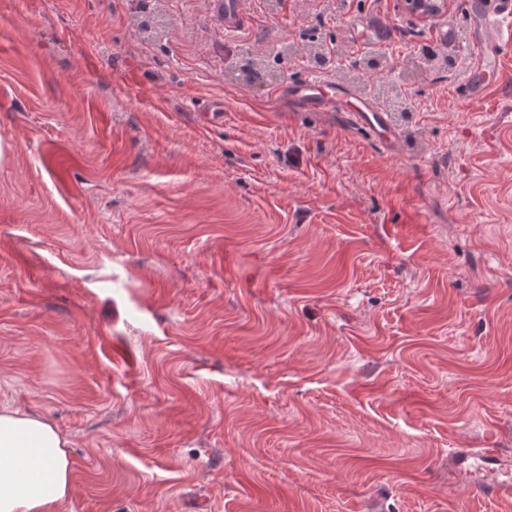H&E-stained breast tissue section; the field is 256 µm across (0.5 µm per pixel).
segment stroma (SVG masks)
<instances>
[{
  "instance_id": "stroma-1",
  "label": "stroma",
  "mask_w": 512,
  "mask_h": 512,
  "mask_svg": "<svg viewBox=\"0 0 512 512\" xmlns=\"http://www.w3.org/2000/svg\"><path fill=\"white\" fill-rule=\"evenodd\" d=\"M468 2L242 0L228 34L0 0V409L68 439L54 512H512L454 465L512 461V52L457 99ZM314 76L396 140L282 95Z\"/></svg>"
}]
</instances>
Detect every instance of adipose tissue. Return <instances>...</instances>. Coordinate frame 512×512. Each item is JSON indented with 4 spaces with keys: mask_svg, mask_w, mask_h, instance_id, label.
<instances>
[{
    "mask_svg": "<svg viewBox=\"0 0 512 512\" xmlns=\"http://www.w3.org/2000/svg\"><path fill=\"white\" fill-rule=\"evenodd\" d=\"M68 441L49 420L0 410V512H51L69 497Z\"/></svg>",
    "mask_w": 512,
    "mask_h": 512,
    "instance_id": "1",
    "label": "adipose tissue"
}]
</instances>
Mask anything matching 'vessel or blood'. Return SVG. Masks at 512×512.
Masks as SVG:
<instances>
[{"label": "vessel or blood", "mask_w": 512, "mask_h": 512, "mask_svg": "<svg viewBox=\"0 0 512 512\" xmlns=\"http://www.w3.org/2000/svg\"><path fill=\"white\" fill-rule=\"evenodd\" d=\"M213 11L225 31L237 30L242 21L240 0H213ZM471 36L469 48L474 67L459 96L463 102L480 99L489 87L488 75H499L507 47L512 46V0H471ZM284 96L301 102L305 108L320 111L328 108L343 112L347 123L367 130L384 140L394 137L387 113L371 98L355 92L334 80H308L292 84L283 90ZM483 462L494 480L481 484L482 493L500 501L512 503V464L495 458L493 449L463 451L455 463L469 469L472 462Z\"/></svg>", "instance_id": "vessel-or-blood-1"}]
</instances>
